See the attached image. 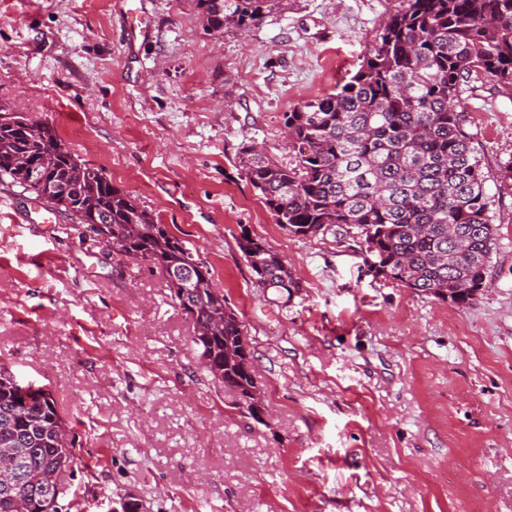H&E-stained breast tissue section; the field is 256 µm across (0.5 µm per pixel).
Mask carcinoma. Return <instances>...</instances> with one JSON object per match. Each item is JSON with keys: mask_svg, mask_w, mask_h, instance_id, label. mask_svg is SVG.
Masks as SVG:
<instances>
[{"mask_svg": "<svg viewBox=\"0 0 512 512\" xmlns=\"http://www.w3.org/2000/svg\"><path fill=\"white\" fill-rule=\"evenodd\" d=\"M280 0H197L208 25L246 32ZM336 91L283 113L292 161L284 166L245 145L237 156L275 222L297 237L349 226L362 240L374 275L455 305L482 288L497 228L486 175L465 127L464 94L489 80L512 91V0H398ZM54 157L42 182L15 165L19 156ZM80 224H104L113 258L150 261L166 272L192 268L189 304L194 343L212 377L234 391V408L261 421L249 401L251 355L237 360L243 325L211 285L196 251L171 235L102 169L80 161L54 126L0 125V179ZM239 249L261 288L294 285L283 258L241 235ZM17 451L19 479H0V512H46L78 465L69 422L48 390L21 384L0 364V451Z\"/></svg>", "mask_w": 512, "mask_h": 512, "instance_id": "carcinoma-1", "label": "carcinoma"}]
</instances>
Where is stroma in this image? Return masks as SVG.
<instances>
[{
  "mask_svg": "<svg viewBox=\"0 0 512 512\" xmlns=\"http://www.w3.org/2000/svg\"><path fill=\"white\" fill-rule=\"evenodd\" d=\"M128 3L150 40L129 39ZM395 6L282 0L224 33L196 0H0V108L53 125L192 243L265 408L243 417L206 372L162 268L117 263L0 181V363L72 422L77 512L124 493L148 512H512V91L467 99L497 239L465 306L373 276L350 227L288 233L235 166L249 141L288 163L283 112L354 74ZM245 232L290 294L258 287ZM247 234H242L238 241L239 249L245 256L249 267L256 279V283L260 288H282L288 280L290 286H294V281L285 266L283 258L274 250L266 246H259L252 238H246Z\"/></svg>",
  "mask_w": 512,
  "mask_h": 512,
  "instance_id": "35a3bbf8",
  "label": "stroma"
}]
</instances>
